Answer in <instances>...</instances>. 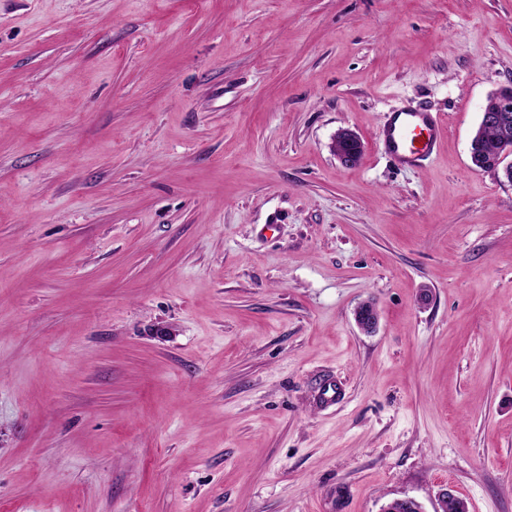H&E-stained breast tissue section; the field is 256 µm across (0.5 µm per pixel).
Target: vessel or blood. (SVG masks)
<instances>
[{"label": "vessel or blood", "instance_id": "obj_1", "mask_svg": "<svg viewBox=\"0 0 512 512\" xmlns=\"http://www.w3.org/2000/svg\"><path fill=\"white\" fill-rule=\"evenodd\" d=\"M445 133L440 116L418 107L389 114L381 137L382 148L398 164L412 166L437 149Z\"/></svg>", "mask_w": 512, "mask_h": 512}]
</instances>
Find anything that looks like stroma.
<instances>
[{
  "mask_svg": "<svg viewBox=\"0 0 512 512\" xmlns=\"http://www.w3.org/2000/svg\"><path fill=\"white\" fill-rule=\"evenodd\" d=\"M508 87L512 0H0V512H512ZM511 112V88L508 92H497L488 100L481 113V121L477 130L480 127H486H484L481 132L479 146L476 149L474 160H472L476 167L483 170H492L497 163L496 173L499 174L501 172L507 180H509L510 176H512V145L504 140L499 150V154L496 149L498 148V143L501 140V130L499 128L504 131L508 130L512 122ZM509 156L511 159L510 161H507ZM444 133V123L437 113L407 107L389 114L381 145L398 164L413 166L437 149ZM331 148L344 166L357 165L363 159L364 150L362 142L350 130H340L336 134Z\"/></svg>",
  "mask_w": 512,
  "mask_h": 512,
  "instance_id": "35a3bbf8",
  "label": "stroma"
}]
</instances>
